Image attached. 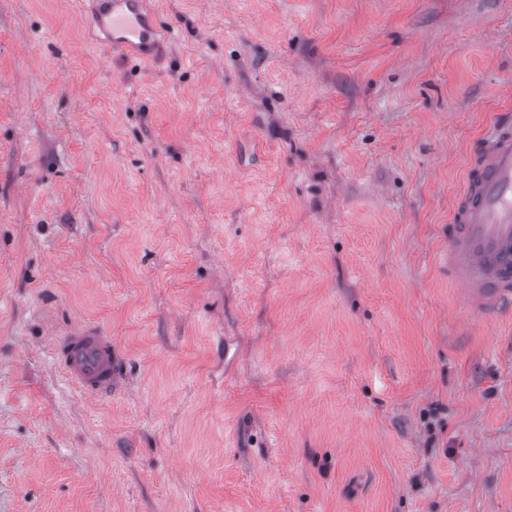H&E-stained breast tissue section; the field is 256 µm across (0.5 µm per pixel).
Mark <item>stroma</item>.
<instances>
[{
    "label": "stroma",
    "instance_id": "1",
    "mask_svg": "<svg viewBox=\"0 0 512 512\" xmlns=\"http://www.w3.org/2000/svg\"><path fill=\"white\" fill-rule=\"evenodd\" d=\"M151 5L0 0V512H512V315L437 263L512 0ZM93 4L87 20V34L103 42L112 51L133 50L140 56H150L159 43L175 38V29L161 25L151 10L149 0H89ZM52 352L69 380L87 395H112V338L96 325L80 324L64 332Z\"/></svg>",
    "mask_w": 512,
    "mask_h": 512
}]
</instances>
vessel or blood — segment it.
Returning a JSON list of instances; mask_svg holds the SVG:
<instances>
[{"label": "vessel or blood", "instance_id": "vessel-or-blood-1", "mask_svg": "<svg viewBox=\"0 0 512 512\" xmlns=\"http://www.w3.org/2000/svg\"><path fill=\"white\" fill-rule=\"evenodd\" d=\"M87 34L113 49L149 55L175 37L161 25L149 0H91ZM468 305L487 316L512 310V114L496 121L472 144L461 194L453 204L448 249L441 257ZM52 352L69 380L87 395L112 394V339L96 325L64 332Z\"/></svg>", "mask_w": 512, "mask_h": 512}]
</instances>
